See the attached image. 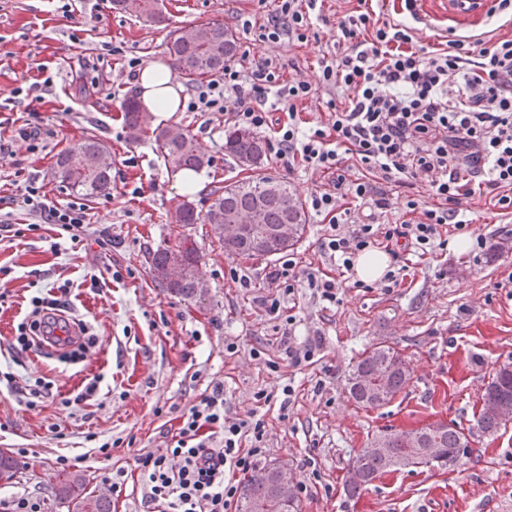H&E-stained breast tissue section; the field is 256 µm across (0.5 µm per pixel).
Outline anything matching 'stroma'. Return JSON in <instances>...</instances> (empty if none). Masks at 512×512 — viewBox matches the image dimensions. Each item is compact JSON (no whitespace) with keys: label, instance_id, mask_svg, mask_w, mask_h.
<instances>
[{"label":"stroma","instance_id":"35a3bbf8","mask_svg":"<svg viewBox=\"0 0 512 512\" xmlns=\"http://www.w3.org/2000/svg\"><path fill=\"white\" fill-rule=\"evenodd\" d=\"M448 0H388L385 12L400 15L421 44L443 42L448 33L473 35L483 30L480 17L457 18L446 11ZM101 19L83 18L80 26L50 13L46 0H0V87H25L52 77L54 84L35 105L45 123L37 151L16 136V115L0 112L9 128L0 154V180L13 201L0 205V349L8 348L14 330L40 288L72 282L71 300L92 324L95 339L89 355L65 364L53 355L19 353L14 370L23 377L49 376L53 395L30 410L22 394H0V450L18 461L16 482L0 484V500L25 495L41 512H68L55 503L59 476L82 473L89 490H112V512H146L138 490L136 459L166 448L178 427V408L213 380L224 383L230 415L245 419L261 410L267 423V461L293 464L303 485V512H512V423L497 435H474L473 453L464 465L432 470L409 467L383 475L355 499H347L342 476L351 459L372 438L391 429H411L430 422L469 428L481 396L500 364L512 361V211L504 212L477 198L473 222L448 229L443 246L427 258H392L391 270L402 283L379 281L362 288L347 273L341 303L323 310L305 286L293 300L295 336L303 341L321 334L323 346L313 364L294 367L277 347L278 323L254 302L266 293L265 270L281 257L247 259L224 252L205 224L176 223L177 205L206 210L213 189L244 179L280 176L277 165L241 172L224 156L223 115L213 117L211 131L200 128L194 112L177 113L174 125L188 129L197 151L210 158L202 169V191L184 195L155 150L153 141H132L124 124L123 103L136 85L124 69L126 60H168L172 30L209 21L237 29L238 17L262 21L270 0H159L163 23L142 22L118 12L112 0H98ZM328 27L306 42L278 45L239 32L238 50L253 56L275 55L291 77L317 82V62L327 50ZM96 138L112 155V188L86 199L92 231L81 234L67 251L51 248L46 230L24 238L18 225L33 218L21 203L29 178L47 191L67 197L69 188L55 178L56 155ZM307 232L290 258L298 267L335 273L320 255L318 240L326 221L306 214ZM117 246L102 250L99 233ZM192 239L200 250L198 275L206 283L203 297L186 298L153 282L148 254ZM250 269L256 286L236 287L230 272ZM237 339V353L224 348ZM263 341L265 354L250 349ZM388 341L406 360L410 384L388 404L362 409L350 402L345 381L351 362L371 344ZM196 374V388L184 378ZM103 375L98 398L103 406L90 419L69 416L60 398L90 375ZM295 389L287 413L278 402L259 406L257 392ZM107 446L92 453L87 433ZM65 464H58V457ZM123 469V485L111 476Z\"/></svg>","mask_w":512,"mask_h":512}]
</instances>
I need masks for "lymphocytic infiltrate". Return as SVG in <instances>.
Returning a JSON list of instances; mask_svg holds the SVG:
<instances>
[{
    "label": "lymphocytic infiltrate",
    "mask_w": 512,
    "mask_h": 512,
    "mask_svg": "<svg viewBox=\"0 0 512 512\" xmlns=\"http://www.w3.org/2000/svg\"><path fill=\"white\" fill-rule=\"evenodd\" d=\"M323 14L319 0H273L262 24L241 19L243 31H257L261 42L307 39ZM331 49L318 64V81H295L273 56L233 59L216 77L194 87L187 109L201 114L231 113L235 126L273 134L271 150L280 170L321 173L322 190L310 207L326 216L318 241L321 254L342 271L360 252L379 244H406L425 256L445 226H468L469 202L477 195L512 210V36L493 21L487 31L446 40L444 46L416 45L405 21L374 18L353 7L336 18ZM333 97L312 126H305L298 104L313 101L318 88ZM477 147L472 169L464 170L453 152ZM422 186L409 197L408 220L390 226L347 224L342 198L388 209L398 189ZM23 205L35 221L33 234L49 224L59 235L77 239L90 226L79 198L60 202L37 180L25 188ZM274 293L258 297L265 314L280 318L284 299L305 282L324 309L341 301L342 281L288 261L266 274ZM69 285L53 286L31 297L15 330L21 350L60 349L63 361L77 360L80 336L64 313ZM224 384L210 382L179 417L170 448L136 459L146 500L158 512H231L238 497V475L265 457L266 425L259 415L231 418Z\"/></svg>",
    "instance_id": "obj_1"
}]
</instances>
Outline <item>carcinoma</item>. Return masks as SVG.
Here are the masks:
<instances>
[{
	"label": "carcinoma",
	"mask_w": 512,
	"mask_h": 512,
	"mask_svg": "<svg viewBox=\"0 0 512 512\" xmlns=\"http://www.w3.org/2000/svg\"><path fill=\"white\" fill-rule=\"evenodd\" d=\"M119 9L141 19L158 22L161 19L158 0H114ZM194 41L186 43L180 32L170 34L168 50L171 66L180 77L197 83L224 70V62L237 51L236 35L221 22H207L190 28ZM126 125L131 138L151 137L156 151L172 172L199 170L208 164L198 153L188 131L174 126L162 130L150 129L134 98L124 105ZM266 143L248 129L231 128L224 134V153L237 165L257 169L268 160ZM58 179L72 190L87 197L108 188L112 157L96 140H88L76 150L61 153L56 161ZM253 211L261 213L260 229L247 234V241L223 240L224 251L247 258H264L271 252L286 254L306 233V217L301 198L284 181L272 177L245 179L224 186L212 193L205 214L183 212L184 224H237ZM282 224L296 227L295 239L275 248V230ZM197 249L180 243L175 249L160 250L150 256L151 273L162 287L185 297L201 294L196 272ZM411 372L401 353L394 347L378 342L360 353L348 378L347 391L355 406L371 409L389 403L410 382ZM512 417V363L504 362L495 371L482 395V405L476 419V430L494 435ZM467 456L471 451L468 434L463 429L444 422L425 424L412 430H392L376 437L370 447L362 448L348 463L343 483L346 493L354 497L381 476L408 467H453L457 452ZM17 461L0 452V482L10 484L17 479ZM59 502L71 512H111V504L103 494L86 491V479L81 474H67L58 484ZM267 505V512H301L299 487L293 486L288 497H282L274 473L264 465L244 479L240 490L239 512H253L251 504Z\"/></svg>",
	"instance_id": "cac0c4a2"
}]
</instances>
